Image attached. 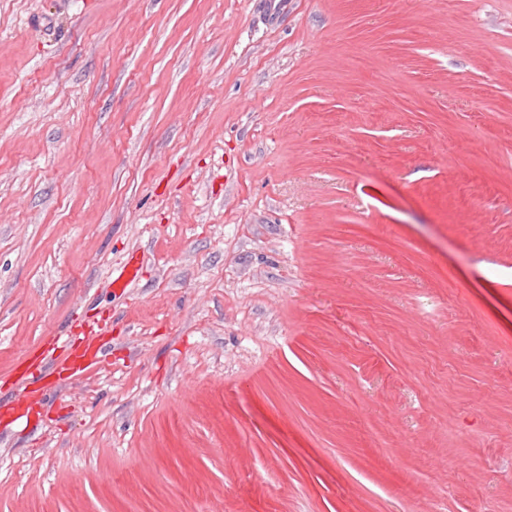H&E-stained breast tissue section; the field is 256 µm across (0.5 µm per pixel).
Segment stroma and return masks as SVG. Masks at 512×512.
Segmentation results:
<instances>
[{
  "mask_svg": "<svg viewBox=\"0 0 512 512\" xmlns=\"http://www.w3.org/2000/svg\"><path fill=\"white\" fill-rule=\"evenodd\" d=\"M266 4L0 0V512H512V0Z\"/></svg>",
  "mask_w": 512,
  "mask_h": 512,
  "instance_id": "stroma-1",
  "label": "stroma"
}]
</instances>
